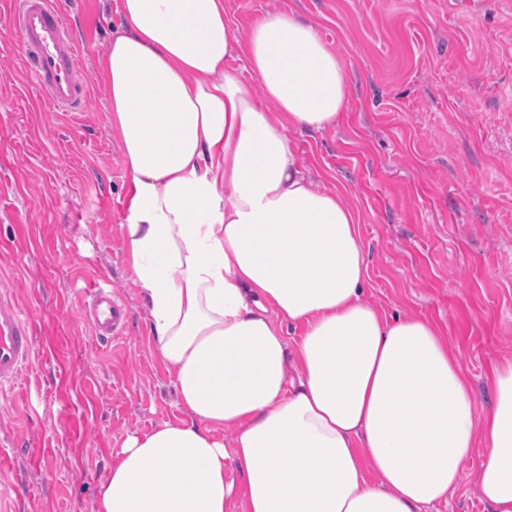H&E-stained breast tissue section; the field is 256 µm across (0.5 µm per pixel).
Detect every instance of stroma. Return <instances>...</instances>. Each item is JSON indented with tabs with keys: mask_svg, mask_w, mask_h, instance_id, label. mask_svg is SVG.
I'll list each match as a JSON object with an SVG mask.
<instances>
[{
	"mask_svg": "<svg viewBox=\"0 0 512 512\" xmlns=\"http://www.w3.org/2000/svg\"><path fill=\"white\" fill-rule=\"evenodd\" d=\"M288 9L351 77L338 127L291 132L298 161L361 213L367 301L439 324L485 413L491 372L512 359V0H224L242 31ZM73 10L90 94L84 111L54 112L0 0V281L41 339L0 392V441L33 451L0 474L21 481L0 512H97L127 435L184 415L123 243L128 178L97 75L120 16L103 0ZM100 272L129 310L113 346L78 319ZM482 454L431 512H488L475 495Z\"/></svg>",
	"mask_w": 512,
	"mask_h": 512,
	"instance_id": "35a3bbf8",
	"label": "stroma"
}]
</instances>
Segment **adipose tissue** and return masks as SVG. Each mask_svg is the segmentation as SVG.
<instances>
[{
    "label": "adipose tissue",
    "instance_id": "adipose-tissue-1",
    "mask_svg": "<svg viewBox=\"0 0 512 512\" xmlns=\"http://www.w3.org/2000/svg\"><path fill=\"white\" fill-rule=\"evenodd\" d=\"M118 11L99 67L124 246L187 417L127 436L97 512H429L479 447L477 496L512 512V359L475 420L447 336L365 301L360 213L296 160L290 131L349 98L336 52L290 12L242 33L224 0Z\"/></svg>",
    "mask_w": 512,
    "mask_h": 512
}]
</instances>
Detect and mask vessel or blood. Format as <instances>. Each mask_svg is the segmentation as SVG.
<instances>
[{
    "label": "vessel or blood",
    "mask_w": 512,
    "mask_h": 512,
    "mask_svg": "<svg viewBox=\"0 0 512 512\" xmlns=\"http://www.w3.org/2000/svg\"><path fill=\"white\" fill-rule=\"evenodd\" d=\"M10 29L21 41L24 71L57 112L83 111L88 83L77 66L80 42L73 18L60 0H8ZM79 318L103 341L125 329L128 312L107 276L82 291ZM37 338L32 321L0 291V388L16 383L29 364Z\"/></svg>",
    "instance_id": "obj_1"
}]
</instances>
